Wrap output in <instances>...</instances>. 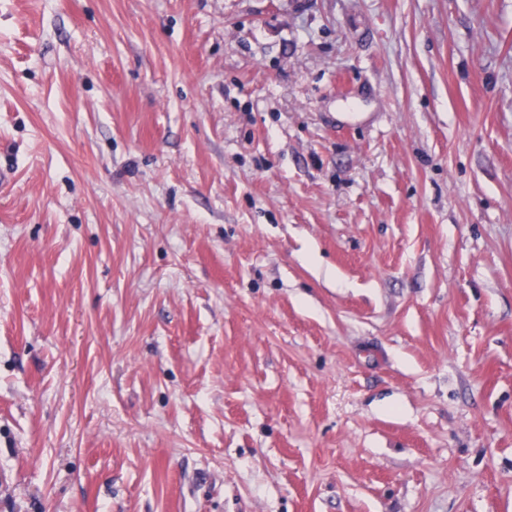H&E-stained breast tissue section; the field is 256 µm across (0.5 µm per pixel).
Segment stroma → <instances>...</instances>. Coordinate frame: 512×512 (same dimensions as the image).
Returning <instances> with one entry per match:
<instances>
[{
	"label": "stroma",
	"instance_id": "35a3bbf8",
	"mask_svg": "<svg viewBox=\"0 0 512 512\" xmlns=\"http://www.w3.org/2000/svg\"><path fill=\"white\" fill-rule=\"evenodd\" d=\"M0 512H512V0H0Z\"/></svg>",
	"mask_w": 512,
	"mask_h": 512
}]
</instances>
